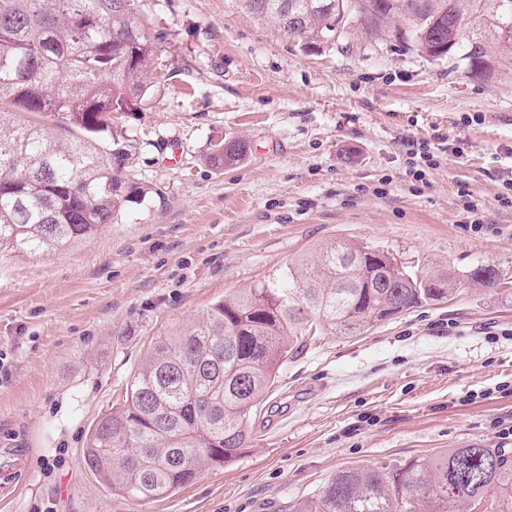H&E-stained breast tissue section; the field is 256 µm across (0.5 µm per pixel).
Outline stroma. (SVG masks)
Wrapping results in <instances>:
<instances>
[{
    "instance_id": "stroma-1",
    "label": "stroma",
    "mask_w": 512,
    "mask_h": 512,
    "mask_svg": "<svg viewBox=\"0 0 512 512\" xmlns=\"http://www.w3.org/2000/svg\"><path fill=\"white\" fill-rule=\"evenodd\" d=\"M151 84L121 131L144 197L50 257L0 258V512H291L336 471L481 443L512 426V64L476 74L352 30L311 51L241 0H137ZM245 157L215 167L219 140ZM436 167L410 170V142ZM465 152H452L456 143ZM484 223L472 232V221ZM445 271L456 293L290 352L221 469L156 501L113 495L84 463L89 429L155 339L331 242ZM492 265L504 282L472 284Z\"/></svg>"
}]
</instances>
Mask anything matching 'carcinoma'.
<instances>
[{"label": "carcinoma", "instance_id": "obj_1", "mask_svg": "<svg viewBox=\"0 0 512 512\" xmlns=\"http://www.w3.org/2000/svg\"><path fill=\"white\" fill-rule=\"evenodd\" d=\"M136 0H0V256H51L111 224L143 194L124 178L127 138L112 113L147 91L156 48ZM244 0L253 15L316 49L335 43L336 0ZM345 22L430 57L459 45L464 15L482 18L496 48L512 54V0H354ZM15 112L59 117L76 130L11 120ZM247 153L217 144L220 167ZM472 283L500 285L490 265ZM457 291L444 272L416 273L383 249L331 243L158 338L126 384L124 400L90 429L83 459L112 493L159 500L232 460L248 421L288 351L317 331L354 336L366 326ZM512 512V454L471 444L409 462L353 465L292 512Z\"/></svg>", "mask_w": 512, "mask_h": 512}]
</instances>
